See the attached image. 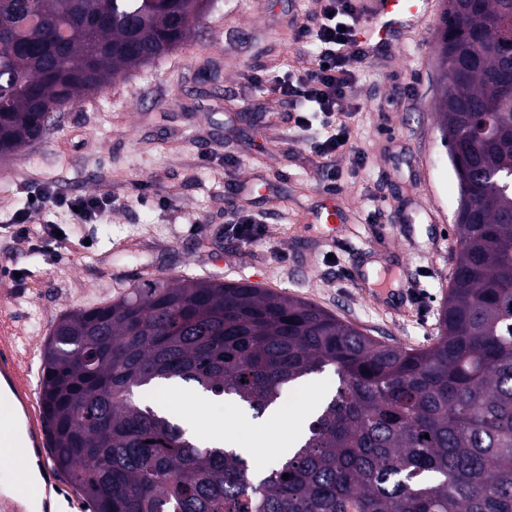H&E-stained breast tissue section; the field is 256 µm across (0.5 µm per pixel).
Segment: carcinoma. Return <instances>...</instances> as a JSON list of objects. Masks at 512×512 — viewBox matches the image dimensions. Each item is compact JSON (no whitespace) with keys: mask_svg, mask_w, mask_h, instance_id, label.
Listing matches in <instances>:
<instances>
[{"mask_svg":"<svg viewBox=\"0 0 512 512\" xmlns=\"http://www.w3.org/2000/svg\"><path fill=\"white\" fill-rule=\"evenodd\" d=\"M211 5L0 0V158L187 43ZM436 56L459 207L431 346L215 281L145 283L66 312L43 348L41 399L53 462L91 512H512V0H448ZM328 369L334 395L260 479L137 397L182 382L261 417Z\"/></svg>","mask_w":512,"mask_h":512,"instance_id":"obj_1","label":"carcinoma"}]
</instances>
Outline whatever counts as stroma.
Segmentation results:
<instances>
[{
    "label": "stroma",
    "instance_id": "stroma-1",
    "mask_svg": "<svg viewBox=\"0 0 512 512\" xmlns=\"http://www.w3.org/2000/svg\"><path fill=\"white\" fill-rule=\"evenodd\" d=\"M445 3L362 65L352 149L331 158L332 183L268 88L313 64L294 28L308 0H214L187 44L66 107L41 142L0 162V289L27 346L41 350L67 311L184 277L270 288L378 339L430 346L457 249L459 186L434 112ZM46 188L121 205L93 224L48 210L61 231L49 254L18 244L9 226ZM328 197L343 223L309 222ZM241 209L265 217V236L216 237ZM379 288L407 295L403 311L375 299Z\"/></svg>",
    "mask_w": 512,
    "mask_h": 512
}]
</instances>
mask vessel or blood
<instances>
[{
	"mask_svg": "<svg viewBox=\"0 0 512 512\" xmlns=\"http://www.w3.org/2000/svg\"><path fill=\"white\" fill-rule=\"evenodd\" d=\"M432 0H371L370 19L374 20L375 40L362 41L365 52L390 42L398 29L409 27L430 16ZM38 375L35 353L22 349L17 326L9 313L0 314V417H8L19 432L16 439L0 434V457H29L45 460L47 433L45 412L35 396Z\"/></svg>",
	"mask_w": 512,
	"mask_h": 512,
	"instance_id": "obj_1",
	"label": "vessel or blood"
}]
</instances>
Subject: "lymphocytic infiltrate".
Masks as SVG:
<instances>
[{
	"label": "lymphocytic infiltrate",
	"instance_id": "lymphocytic-infiltrate-1",
	"mask_svg": "<svg viewBox=\"0 0 512 512\" xmlns=\"http://www.w3.org/2000/svg\"><path fill=\"white\" fill-rule=\"evenodd\" d=\"M312 7L296 34L299 39L317 47L312 69L296 80L278 81L275 91L292 111L294 126L307 131L312 116H320L326 132L313 146L317 158L326 160L348 148V111L344 102L351 96L356 83L357 69L367 55L357 39L359 16L353 0H311ZM71 212L78 224H90L115 207V198L109 196L69 197L59 193L41 192L27 208L18 210L15 221L20 228L18 242L30 243V223L41 215L44 203Z\"/></svg>",
	"mask_w": 512,
	"mask_h": 512
}]
</instances>
